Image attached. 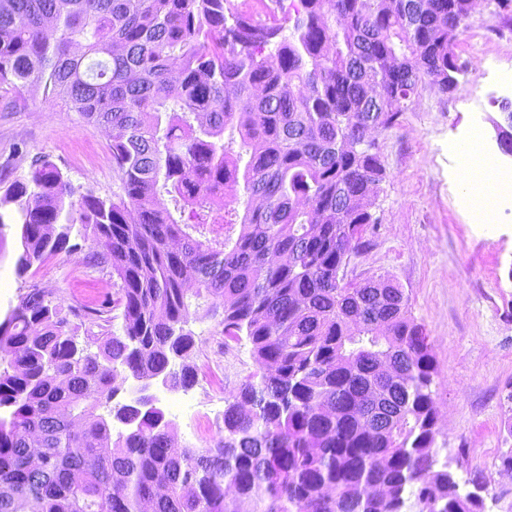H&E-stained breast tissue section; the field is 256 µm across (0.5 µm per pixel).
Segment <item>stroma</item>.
Segmentation results:
<instances>
[{
    "label": "stroma",
    "mask_w": 512,
    "mask_h": 512,
    "mask_svg": "<svg viewBox=\"0 0 512 512\" xmlns=\"http://www.w3.org/2000/svg\"><path fill=\"white\" fill-rule=\"evenodd\" d=\"M456 51L466 67L456 88L441 94L428 83L403 112L398 125L374 132L386 178L372 197L379 222L367 251L351 255L346 279L390 277L410 299L439 370L435 446L460 480L477 481L484 512H512V475L499 459L512 453V203L493 211L489 226L477 224L456 190L459 162L451 150L460 133L475 128L498 163L494 124L502 100L512 99V15H500L480 0ZM49 157L74 186L111 195L119 179L109 141L100 139L63 101L47 100L43 88L0 95V184L25 174L39 156ZM87 242L68 255L34 264L23 275L15 262V225L0 231V319L18 305L31 284L64 305H111L117 288L109 270L85 267ZM194 370L216 366L217 387L197 380L189 389H150L170 423L178 446L212 445L225 405L254 372L248 344L225 349L214 320L190 322ZM195 396L204 403L209 429L196 428L177 402Z\"/></svg>",
    "instance_id": "1"
}]
</instances>
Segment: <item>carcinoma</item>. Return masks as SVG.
Listing matches in <instances>:
<instances>
[{
    "mask_svg": "<svg viewBox=\"0 0 512 512\" xmlns=\"http://www.w3.org/2000/svg\"><path fill=\"white\" fill-rule=\"evenodd\" d=\"M472 10L291 0L259 22L233 0H0V86L42 85L109 131L120 180L110 198L79 194L38 156L0 192V235L18 226L20 276L72 253L74 234L102 245L86 266L112 271L123 319L116 335L110 311L34 283L0 320V512H483L438 465V370L409 297L341 275L379 223L385 170L364 144L423 82L455 89ZM500 112L512 153V101ZM240 183L258 204L216 206ZM192 319L215 320L226 349L247 340L259 369L203 450L147 402L112 406L130 377L195 383ZM378 483L388 495L369 497Z\"/></svg>",
    "mask_w": 512,
    "mask_h": 512,
    "instance_id": "obj_1",
    "label": "carcinoma"
}]
</instances>
